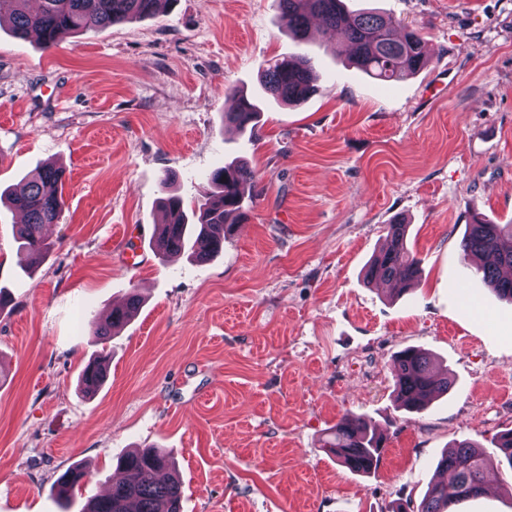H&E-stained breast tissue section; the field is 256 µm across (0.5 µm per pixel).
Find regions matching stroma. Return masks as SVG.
<instances>
[{
  "label": "stroma",
  "mask_w": 512,
  "mask_h": 512,
  "mask_svg": "<svg viewBox=\"0 0 512 512\" xmlns=\"http://www.w3.org/2000/svg\"><path fill=\"white\" fill-rule=\"evenodd\" d=\"M345 4L419 29L425 67L380 83L334 54L335 34L292 39L279 0H169L48 49L0 22V191L46 163L66 173L39 262L0 205V512H81L132 448L169 456L181 512H391L419 505L449 444L488 448L512 429V304L460 249L473 213L512 222V0ZM300 51L314 94L266 99L261 63ZM236 90L261 103L254 134L224 124ZM239 158L255 200L223 252L160 260L167 191L196 199ZM396 220L422 268L399 298L364 281ZM134 289L137 315L93 336ZM408 346L454 381L420 415L393 393ZM101 352L109 378L85 394L80 373ZM346 415L386 437L371 475L320 446ZM75 461L89 476L64 500L54 484Z\"/></svg>",
  "instance_id": "1"
}]
</instances>
